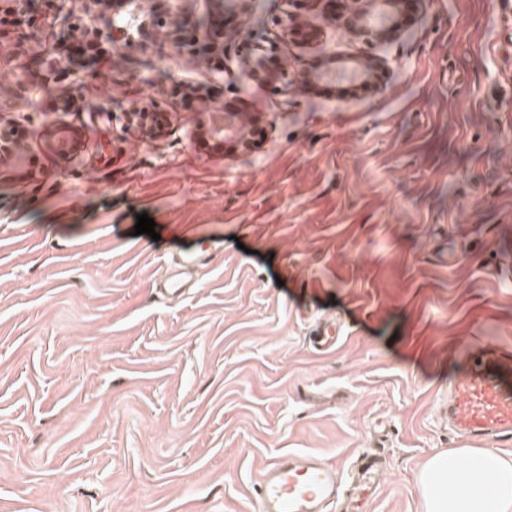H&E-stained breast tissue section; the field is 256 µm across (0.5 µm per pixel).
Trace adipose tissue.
I'll return each mask as SVG.
<instances>
[{"instance_id":"ef3b65f1","label":"adipose tissue","mask_w":512,"mask_h":512,"mask_svg":"<svg viewBox=\"0 0 512 512\" xmlns=\"http://www.w3.org/2000/svg\"><path fill=\"white\" fill-rule=\"evenodd\" d=\"M417 486L423 512H512V457L491 448L440 451Z\"/></svg>"}]
</instances>
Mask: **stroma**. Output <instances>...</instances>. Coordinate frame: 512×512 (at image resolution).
<instances>
[{"instance_id": "35a3bbf8", "label": "stroma", "mask_w": 512, "mask_h": 512, "mask_svg": "<svg viewBox=\"0 0 512 512\" xmlns=\"http://www.w3.org/2000/svg\"><path fill=\"white\" fill-rule=\"evenodd\" d=\"M250 0H168L212 21ZM432 0L374 47L323 14L282 40L296 75L361 82L347 55L384 62L370 96L258 88L165 38L116 46L103 112H42L0 37V121L28 131L35 168L0 162V512H249L284 453L382 459L363 512H421L416 475L461 447L434 414L467 365L460 333L512 348V8ZM215 85L262 113L253 150L198 140L206 102L155 138L125 130L132 101ZM80 129L63 158L45 139ZM164 225L135 234L136 216ZM206 239L197 286L156 293L165 258ZM455 261L443 262L444 254ZM342 325L316 352L319 317Z\"/></svg>"}]
</instances>
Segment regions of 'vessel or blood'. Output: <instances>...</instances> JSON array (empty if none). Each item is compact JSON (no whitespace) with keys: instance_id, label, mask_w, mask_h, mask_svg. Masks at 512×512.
Segmentation results:
<instances>
[{"instance_id":"1","label":"vessel or blood","mask_w":512,"mask_h":512,"mask_svg":"<svg viewBox=\"0 0 512 512\" xmlns=\"http://www.w3.org/2000/svg\"><path fill=\"white\" fill-rule=\"evenodd\" d=\"M202 249L183 254L181 268L162 278L160 294L175 296L185 280L182 268H199ZM468 367L439 395L436 414L448 422L458 438L489 441L496 446L512 443V349L486 342L476 336L462 339ZM358 481L346 486L339 466L312 455H281L263 468L256 484L254 512H346L353 498L365 496L377 487L379 466L375 456L356 458Z\"/></svg>"}]
</instances>
